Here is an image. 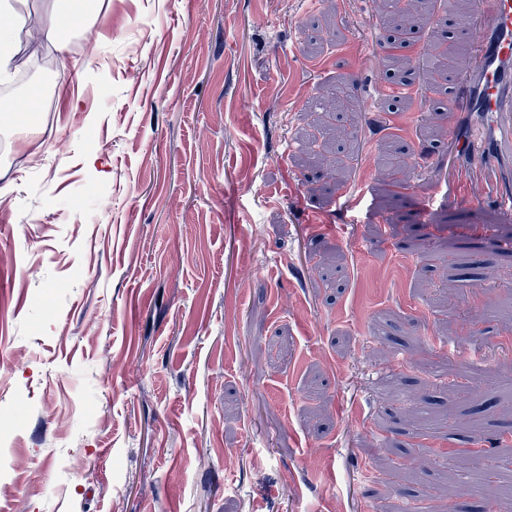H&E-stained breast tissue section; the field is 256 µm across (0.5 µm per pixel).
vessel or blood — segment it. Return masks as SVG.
<instances>
[{
  "label": "vessel or blood",
  "mask_w": 512,
  "mask_h": 512,
  "mask_svg": "<svg viewBox=\"0 0 512 512\" xmlns=\"http://www.w3.org/2000/svg\"><path fill=\"white\" fill-rule=\"evenodd\" d=\"M450 39L472 47L468 70H448L438 89L391 79L379 100H419L446 113L448 208L464 207L467 221L512 224V0H480L472 13L448 20Z\"/></svg>",
  "instance_id": "vessel-or-blood-1"
}]
</instances>
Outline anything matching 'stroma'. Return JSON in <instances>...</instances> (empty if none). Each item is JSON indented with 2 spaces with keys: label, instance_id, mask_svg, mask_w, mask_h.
<instances>
[{
  "label": "stroma",
  "instance_id": "1",
  "mask_svg": "<svg viewBox=\"0 0 512 512\" xmlns=\"http://www.w3.org/2000/svg\"><path fill=\"white\" fill-rule=\"evenodd\" d=\"M380 0H102L105 37L24 43L0 101V512H483L455 427L512 445V257L455 278L442 129L379 113ZM353 87L342 178L304 166ZM381 118L419 165L384 179ZM39 152V165L29 155ZM111 204L102 207L99 197ZM499 402L469 413L473 384ZM327 105L323 108L324 112H332L336 106V114L339 112L346 122L354 124L357 121V114L354 105L352 104L346 88L341 83H336L335 86L330 87L326 92Z\"/></svg>",
  "mask_w": 512,
  "mask_h": 512
}]
</instances>
